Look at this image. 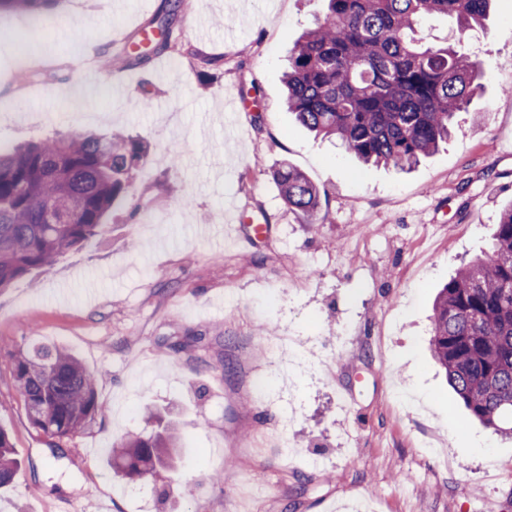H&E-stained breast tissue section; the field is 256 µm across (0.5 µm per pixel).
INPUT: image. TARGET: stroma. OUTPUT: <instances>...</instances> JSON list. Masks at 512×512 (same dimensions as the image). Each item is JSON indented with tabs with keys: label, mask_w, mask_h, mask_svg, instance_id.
I'll use <instances>...</instances> for the list:
<instances>
[{
	"label": "stroma",
	"mask_w": 512,
	"mask_h": 512,
	"mask_svg": "<svg viewBox=\"0 0 512 512\" xmlns=\"http://www.w3.org/2000/svg\"><path fill=\"white\" fill-rule=\"evenodd\" d=\"M166 4L0 16V145L120 131L147 147L102 237L0 291V429L18 461L0 512H512V439L470 423L429 350L439 289L512 203V0L460 44L482 95L407 171L362 165L287 109L288 54L324 0H180L168 48L140 46ZM82 50L135 61L100 70L85 102ZM284 163L318 187L315 220L284 202ZM240 212L272 226L254 249L224 236ZM35 342L95 372L105 407L55 442L15 386L12 354ZM168 425L177 470H113L110 446Z\"/></svg>",
	"instance_id": "1"
}]
</instances>
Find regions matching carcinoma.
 <instances>
[{
	"instance_id": "carcinoma-1",
	"label": "carcinoma",
	"mask_w": 512,
	"mask_h": 512,
	"mask_svg": "<svg viewBox=\"0 0 512 512\" xmlns=\"http://www.w3.org/2000/svg\"><path fill=\"white\" fill-rule=\"evenodd\" d=\"M61 2L0 0V13L54 11ZM326 2L325 15L293 47L283 78L289 111L367 164L414 167L448 139L481 72L457 46L421 37V21L449 16L464 34L482 25L492 0ZM144 153L141 142L121 135L0 147V290L104 235ZM272 176L288 207L317 216L320 191L303 172L285 163ZM429 345L472 420L512 436V206L500 214L487 257L461 267L438 292ZM12 364L30 422L46 437L72 435L104 412L94 374L64 348L35 343L13 353ZM177 443L172 431L131 435L108 454L137 481L158 464L175 467ZM16 468L0 430V486Z\"/></svg>"
}]
</instances>
